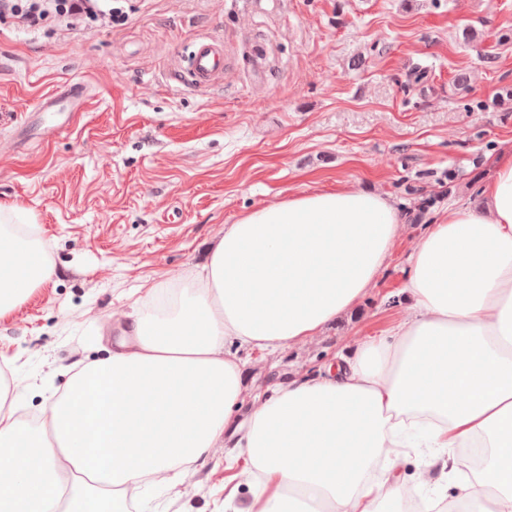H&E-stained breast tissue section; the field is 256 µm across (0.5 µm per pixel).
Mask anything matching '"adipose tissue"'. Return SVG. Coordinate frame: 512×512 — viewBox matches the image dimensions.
Instances as JSON below:
<instances>
[{"label": "adipose tissue", "mask_w": 512, "mask_h": 512, "mask_svg": "<svg viewBox=\"0 0 512 512\" xmlns=\"http://www.w3.org/2000/svg\"><path fill=\"white\" fill-rule=\"evenodd\" d=\"M481 194L484 210L450 204L420 237L409 315L389 335L250 398L231 346L316 336L369 294L403 218L386 195L342 187L225 225L202 271L151 284L115 349L71 374L38 426L0 387V512H128L130 490L172 485L215 448L256 487L241 509L230 486L224 512H386L411 494L385 473L402 448L431 449L451 487L420 512H512V154ZM34 222L0 205V318L51 274Z\"/></svg>", "instance_id": "ef3b65f1"}]
</instances>
